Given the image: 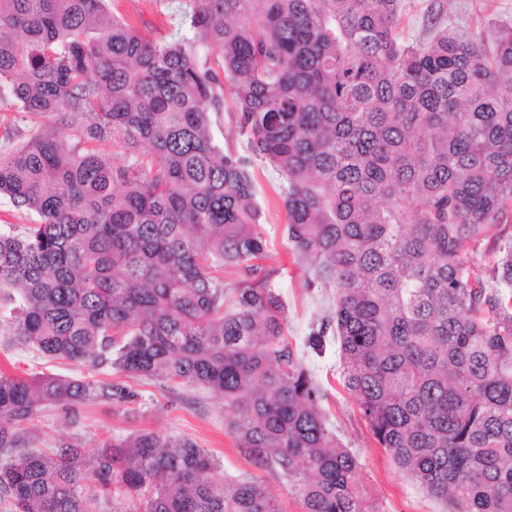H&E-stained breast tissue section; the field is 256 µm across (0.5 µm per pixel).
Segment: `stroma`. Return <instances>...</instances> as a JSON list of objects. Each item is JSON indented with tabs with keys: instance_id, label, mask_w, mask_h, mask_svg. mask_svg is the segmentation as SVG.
<instances>
[{
	"instance_id": "obj_1",
	"label": "stroma",
	"mask_w": 512,
	"mask_h": 512,
	"mask_svg": "<svg viewBox=\"0 0 512 512\" xmlns=\"http://www.w3.org/2000/svg\"><path fill=\"white\" fill-rule=\"evenodd\" d=\"M437 1L442 2L445 14L460 32L483 31L496 24L512 26V0H404L402 26L407 35L419 34L431 4ZM182 3L183 0H112L111 10L114 15L130 20L142 34L161 40L175 32ZM38 126V120L25 117L10 101L0 100V154L28 140ZM252 171L265 216L260 229L269 248L263 265L285 299L288 336L300 343L332 307L335 291L311 283L309 272L294 261L284 234L285 210L278 174L259 159L254 161ZM305 362L323 393V412L358 460V484L369 512H440L437 501L398 471L376 444L355 399L340 384L341 366L335 346H328L320 356L306 355ZM1 370L21 377L43 372L78 377L83 373L79 365L61 367L34 354L0 345ZM134 387L139 393L136 403L81 405L72 422L60 409L42 412L28 426L32 446L46 449L70 442L91 450L104 439L138 430L188 436L219 460L217 478L252 475L280 500L284 512H302L298 501L275 475L255 468L239 452L220 399L188 386L171 394L146 380L135 382Z\"/></svg>"
}]
</instances>
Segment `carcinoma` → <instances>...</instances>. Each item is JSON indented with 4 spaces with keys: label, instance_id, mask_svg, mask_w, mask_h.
I'll return each instance as SVG.
<instances>
[{
    "label": "carcinoma",
    "instance_id": "1",
    "mask_svg": "<svg viewBox=\"0 0 512 512\" xmlns=\"http://www.w3.org/2000/svg\"><path fill=\"white\" fill-rule=\"evenodd\" d=\"M402 10L188 0L156 41L108 0H0V99L44 120L0 156V198L32 217L0 224V340L206 389L303 512H367L261 264L259 158L296 262L336 290L303 346L336 342L374 440L441 512H512V26L464 35L439 9L409 39ZM228 96L245 154L212 133ZM224 267L240 276L228 306ZM138 398L124 381L0 372L13 512H283L248 477L216 481L190 438L30 447L50 407Z\"/></svg>",
    "mask_w": 512,
    "mask_h": 512
}]
</instances>
